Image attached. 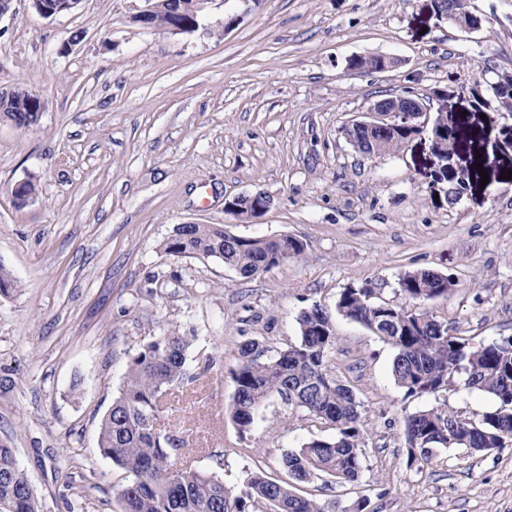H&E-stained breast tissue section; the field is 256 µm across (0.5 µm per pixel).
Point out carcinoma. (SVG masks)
I'll return each instance as SVG.
<instances>
[{
	"mask_svg": "<svg viewBox=\"0 0 512 512\" xmlns=\"http://www.w3.org/2000/svg\"><path fill=\"white\" fill-rule=\"evenodd\" d=\"M188 0H171L150 23L164 30L170 10ZM36 116L27 94L17 92L0 120L24 121ZM420 133L409 123L395 127H358L346 131L349 144L364 154L400 149ZM170 257L216 258L244 278L260 275L289 258H300L306 245L288 236L243 237L222 224H178L161 244ZM400 294L418 304L415 309L375 303L373 290L349 287L335 310L313 304L297 316L299 341L273 350L266 342H243L232 370L235 383L233 419L241 433L251 431L255 416L272 397L330 430L285 453L284 477L247 470L233 491L214 474L177 466L184 441L157 425L162 398L171 390L197 380L190 372L194 331L168 330L154 337L127 363L119 396L103 417L98 434L102 456L123 469L129 481L117 491L121 512H364L362 496L343 508L335 499L320 500L296 493V485L322 478L346 483L360 480L366 458L365 420L353 390L330 374L336 349V317L356 322L396 349L392 374L409 396L436 394L456 381L491 395L497 408L477 421L446 404L419 411L405 424L407 465L422 469L437 449L466 447L490 451L512 440V339L477 346L448 332L426 305L454 287L445 274L428 269L404 271ZM8 512H39L34 490L18 466L12 449L0 444V505Z\"/></svg>",
	"mask_w": 512,
	"mask_h": 512,
	"instance_id": "1",
	"label": "carcinoma"
}]
</instances>
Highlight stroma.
Wrapping results in <instances>:
<instances>
[{
    "instance_id": "35a3bbf8",
    "label": "stroma",
    "mask_w": 512,
    "mask_h": 512,
    "mask_svg": "<svg viewBox=\"0 0 512 512\" xmlns=\"http://www.w3.org/2000/svg\"><path fill=\"white\" fill-rule=\"evenodd\" d=\"M470 3L481 31L438 18L430 0H216L205 27L171 35L133 22L141 0H83L50 18L15 0L0 18V87L28 89L43 112L26 129L0 122V264L20 285L0 297V444L39 512H121L127 477L100 454L99 424L129 357L166 328L194 330L215 362L198 380L203 403L173 391L160 421L193 427L180 462L228 487L247 468L279 474L283 453L323 433L277 398L250 436L231 416L239 344L296 343L301 309L364 285L400 304L399 276L425 268L454 282L430 305L452 335L512 336V114L460 93L477 75L492 99L512 74V0ZM369 55L393 63L350 68ZM406 90L430 111L464 113L459 160L492 158L488 183L450 198L426 132L372 155L345 140L343 125ZM28 180L37 196L17 206ZM257 190L274 199L263 216L226 211ZM188 223L290 236L306 251L245 279L215 258L165 256L161 242ZM336 334L330 366L362 405L365 469L358 484L305 492L365 496L366 512H512L510 444L407 465L408 415L445 403L478 418L495 401L458 385L406 395L391 344L342 317Z\"/></svg>"
}]
</instances>
